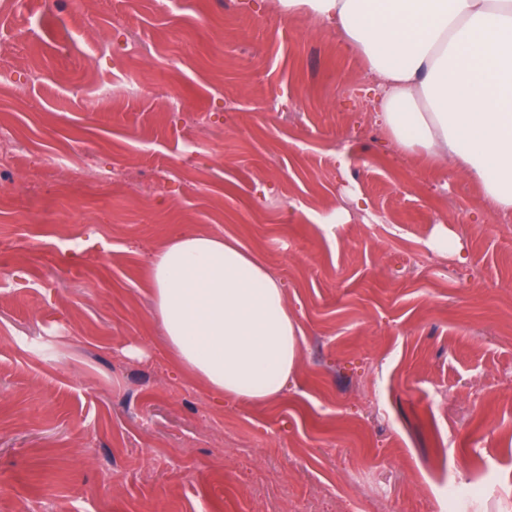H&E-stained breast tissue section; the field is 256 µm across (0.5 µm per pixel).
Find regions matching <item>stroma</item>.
I'll return each instance as SVG.
<instances>
[{"label": "stroma", "instance_id": "35a3bbf8", "mask_svg": "<svg viewBox=\"0 0 512 512\" xmlns=\"http://www.w3.org/2000/svg\"><path fill=\"white\" fill-rule=\"evenodd\" d=\"M6 24L0 512H448L466 477L464 512H512V216L398 148L335 28L279 0H23ZM188 228L281 281L305 333L282 398L172 362L148 255Z\"/></svg>", "mask_w": 512, "mask_h": 512}]
</instances>
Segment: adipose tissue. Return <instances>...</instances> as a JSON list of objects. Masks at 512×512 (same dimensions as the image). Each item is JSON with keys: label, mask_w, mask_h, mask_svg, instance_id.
Masks as SVG:
<instances>
[{"label": "adipose tissue", "mask_w": 512, "mask_h": 512, "mask_svg": "<svg viewBox=\"0 0 512 512\" xmlns=\"http://www.w3.org/2000/svg\"><path fill=\"white\" fill-rule=\"evenodd\" d=\"M363 55L379 120L405 150L449 162L512 215V0H280ZM153 314L207 393L280 398L304 339L279 280L234 238L182 232L149 258Z\"/></svg>", "instance_id": "obj_1"}]
</instances>
